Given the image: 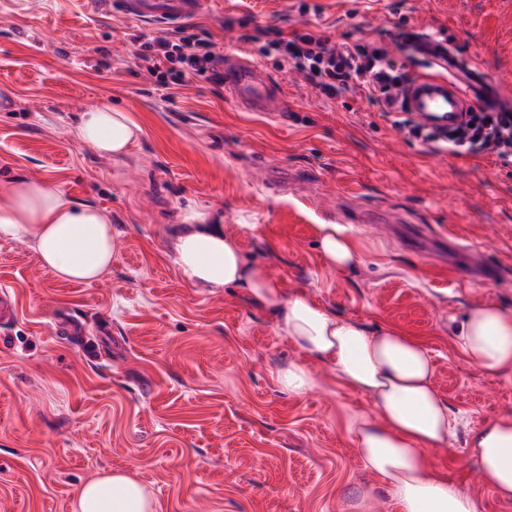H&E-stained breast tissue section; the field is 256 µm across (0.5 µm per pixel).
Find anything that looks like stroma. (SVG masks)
Wrapping results in <instances>:
<instances>
[{
  "label": "stroma",
  "mask_w": 512,
  "mask_h": 512,
  "mask_svg": "<svg viewBox=\"0 0 512 512\" xmlns=\"http://www.w3.org/2000/svg\"><path fill=\"white\" fill-rule=\"evenodd\" d=\"M306 22L338 43L443 31L457 63L512 104V0H212L194 25L275 78L279 121L240 111L202 78L154 85L138 52L159 26L84 0H0V189L53 180L113 228L112 268L91 284L55 278L27 241L0 240V287L17 307L0 322V512H73L82 486L112 470L151 488L156 512H397L349 425L376 418L370 399L316 361L317 388L288 394L276 374L304 356L273 316L243 289L181 278L167 235L190 206L222 216L286 295L424 341L461 419L432 458L482 512H512L465 444L469 429L512 415V373L484 375L454 337L470 306L512 312V167L428 151L360 94L323 99L254 53L250 35ZM94 106L141 126L125 154L77 140ZM320 224L343 225L360 261L328 268ZM475 256L491 279L465 276ZM60 310L83 341L55 335Z\"/></svg>",
  "instance_id": "obj_1"
}]
</instances>
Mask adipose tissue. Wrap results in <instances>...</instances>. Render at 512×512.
<instances>
[{"label": "adipose tissue", "mask_w": 512, "mask_h": 512, "mask_svg": "<svg viewBox=\"0 0 512 512\" xmlns=\"http://www.w3.org/2000/svg\"><path fill=\"white\" fill-rule=\"evenodd\" d=\"M140 134L128 113L107 106L82 112L75 126L78 141L100 155L124 154ZM4 197L0 240H27L56 278L89 283L111 268L112 218L105 211L66 199L49 179L14 180ZM317 239L328 267L356 264L359 252L342 225H319ZM168 248L191 286L243 289L253 304L273 314L306 357L278 372L282 389L295 396L313 391L314 360L370 398L377 419L352 420L351 428L361 460L384 480L399 512H482L480 501L449 482L428 456L429 450L448 447L459 420L434 385L432 354L421 340L391 325L368 328L301 294L286 296L281 281L249 262L236 237L208 210H185L168 235ZM455 336L483 374L512 372L511 313L492 303L472 306ZM467 448L483 484L501 501H512V416L470 429ZM74 512H155V502L145 486L114 472L84 485Z\"/></svg>", "instance_id": "1"}]
</instances>
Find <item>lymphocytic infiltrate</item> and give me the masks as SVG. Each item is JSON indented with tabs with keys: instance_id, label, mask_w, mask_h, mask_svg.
Returning <instances> with one entry per match:
<instances>
[{
	"instance_id": "lymphocytic-infiltrate-1",
	"label": "lymphocytic infiltrate",
	"mask_w": 512,
	"mask_h": 512,
	"mask_svg": "<svg viewBox=\"0 0 512 512\" xmlns=\"http://www.w3.org/2000/svg\"><path fill=\"white\" fill-rule=\"evenodd\" d=\"M393 45L375 42H332L323 32L295 29L278 33L256 47L259 56L271 58L304 73L310 84L326 98L333 99L357 90L381 106L382 117L391 127L407 133L435 151L454 156L488 154L505 167L512 165V109L502 106L490 112L477 108L468 120L441 140L426 133L391 104L402 85L409 80L402 64L394 57L404 50L410 37L405 31L393 36ZM139 58L156 86H182L204 77L224 81V56L216 44L181 27L149 37L141 45Z\"/></svg>"
}]
</instances>
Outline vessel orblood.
<instances>
[{
	"label": "vessel or blood",
	"instance_id": "1",
	"mask_svg": "<svg viewBox=\"0 0 512 512\" xmlns=\"http://www.w3.org/2000/svg\"><path fill=\"white\" fill-rule=\"evenodd\" d=\"M101 12L115 13L149 24L178 25L203 14L208 0H90ZM416 50L432 57L435 73L413 78L405 87L409 112L433 130H448L470 106L492 104V84L476 75L460 85L443 77L448 67L445 48L420 39ZM224 93L238 106L254 112H276L280 105L270 76L261 68L239 60L224 64Z\"/></svg>",
	"mask_w": 512,
	"mask_h": 512
}]
</instances>
